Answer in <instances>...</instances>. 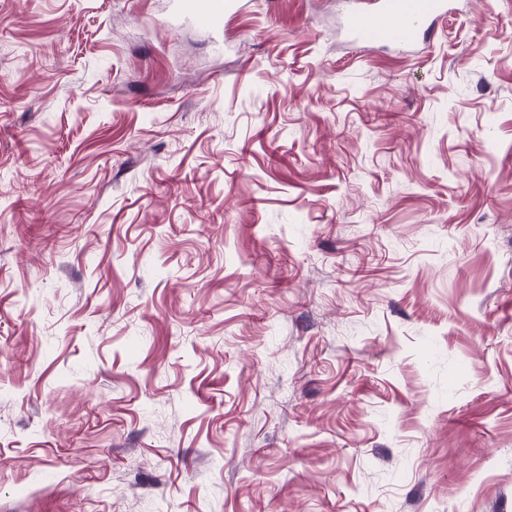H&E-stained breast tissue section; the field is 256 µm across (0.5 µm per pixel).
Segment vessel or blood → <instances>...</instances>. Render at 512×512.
<instances>
[{
  "label": "vessel or blood",
  "mask_w": 512,
  "mask_h": 512,
  "mask_svg": "<svg viewBox=\"0 0 512 512\" xmlns=\"http://www.w3.org/2000/svg\"><path fill=\"white\" fill-rule=\"evenodd\" d=\"M454 0H373L368 11L349 12L344 29L365 45H394L407 49L424 41L433 24L451 14ZM179 13L219 29L233 15L237 0H177Z\"/></svg>",
  "instance_id": "vessel-or-blood-1"
}]
</instances>
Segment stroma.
<instances>
[{
  "instance_id": "stroma-1",
  "label": "stroma",
  "mask_w": 512,
  "mask_h": 512,
  "mask_svg": "<svg viewBox=\"0 0 512 512\" xmlns=\"http://www.w3.org/2000/svg\"><path fill=\"white\" fill-rule=\"evenodd\" d=\"M0 0V512H512V0ZM179 13L193 17L204 25L220 29L224 18L235 13L236 0H177ZM454 0H374L369 11H350L345 32L365 45L407 49L424 41L433 23L453 12Z\"/></svg>"
}]
</instances>
